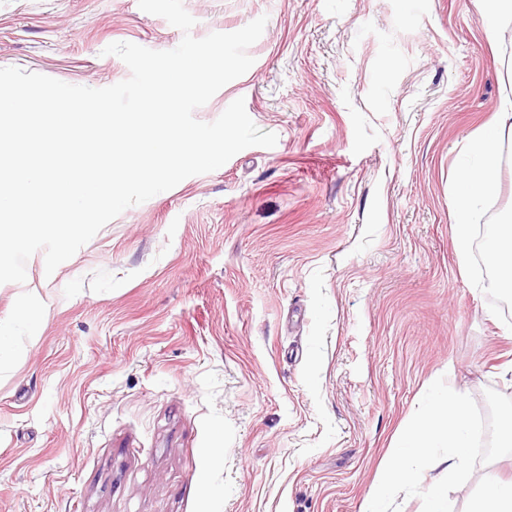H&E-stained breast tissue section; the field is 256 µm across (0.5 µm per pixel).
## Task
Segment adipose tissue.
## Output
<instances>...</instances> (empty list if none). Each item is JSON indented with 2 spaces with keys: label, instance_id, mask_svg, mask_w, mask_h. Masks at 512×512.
Listing matches in <instances>:
<instances>
[{
  "label": "adipose tissue",
  "instance_id": "1",
  "mask_svg": "<svg viewBox=\"0 0 512 512\" xmlns=\"http://www.w3.org/2000/svg\"><path fill=\"white\" fill-rule=\"evenodd\" d=\"M507 127H512V99L502 101L493 124L478 133L470 143V151L478 164L461 174L454 196L455 251L460 262H467L471 249L469 221L473 206L496 190L501 160L500 134ZM485 249L486 261L496 272L493 287L512 286V225H502Z\"/></svg>",
  "mask_w": 512,
  "mask_h": 512
}]
</instances>
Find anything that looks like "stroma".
<instances>
[{"mask_svg": "<svg viewBox=\"0 0 512 512\" xmlns=\"http://www.w3.org/2000/svg\"><path fill=\"white\" fill-rule=\"evenodd\" d=\"M193 37L268 21L237 98L274 147L126 209L53 274L0 366V512H360L437 378L512 397V297L481 228L512 220V134L467 268L456 182L512 96V25L476 0H183ZM182 31L138 0H0V67L103 88L104 49ZM480 17L488 41L496 42L506 25L512 24L511 0H481Z\"/></svg>", "mask_w": 512, "mask_h": 512, "instance_id": "obj_1", "label": "stroma"}]
</instances>
